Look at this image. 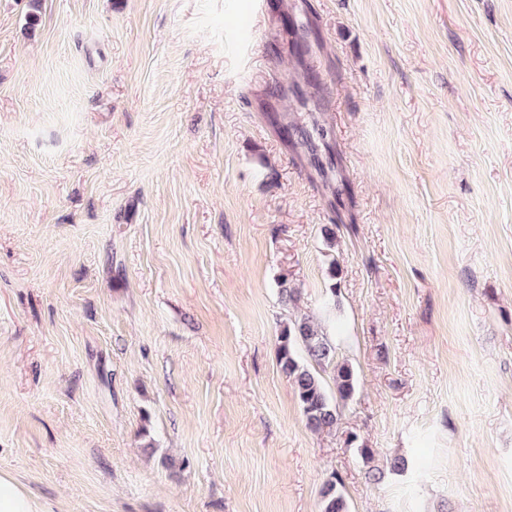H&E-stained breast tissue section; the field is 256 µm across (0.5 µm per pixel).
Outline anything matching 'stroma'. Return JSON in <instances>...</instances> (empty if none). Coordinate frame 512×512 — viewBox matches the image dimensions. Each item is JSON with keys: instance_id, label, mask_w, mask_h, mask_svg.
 <instances>
[{"instance_id": "1", "label": "stroma", "mask_w": 512, "mask_h": 512, "mask_svg": "<svg viewBox=\"0 0 512 512\" xmlns=\"http://www.w3.org/2000/svg\"><path fill=\"white\" fill-rule=\"evenodd\" d=\"M259 2L0 0V470L49 512H321L335 470L512 512V0ZM303 315L357 378L323 432ZM278 340V363L281 371L292 382L307 425L315 430H330L336 425L338 403L351 400L356 392L357 380L353 368L336 361V346L322 327L302 318L284 326ZM301 347L305 358L296 355ZM334 368L336 395H330L322 381L320 371Z\"/></svg>"}]
</instances>
